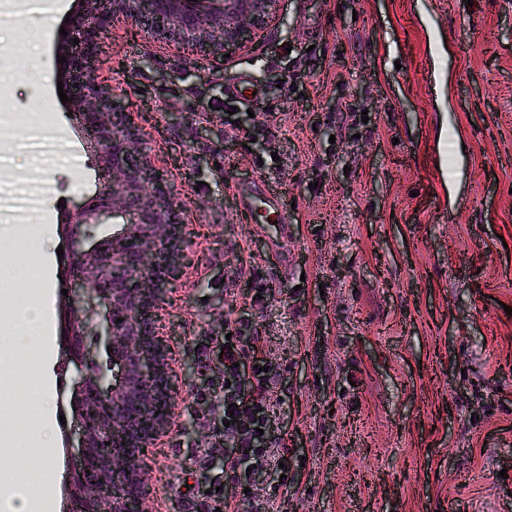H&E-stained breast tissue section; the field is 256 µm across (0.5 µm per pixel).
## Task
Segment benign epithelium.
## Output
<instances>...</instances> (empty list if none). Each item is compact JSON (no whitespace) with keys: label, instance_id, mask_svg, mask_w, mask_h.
<instances>
[{"label":"benign epithelium","instance_id":"1","mask_svg":"<svg viewBox=\"0 0 512 512\" xmlns=\"http://www.w3.org/2000/svg\"><path fill=\"white\" fill-rule=\"evenodd\" d=\"M59 52L72 86L70 110L99 146L101 186L69 211L71 289L66 296L76 464L66 486L79 512H150L144 463L171 424L169 349L160 304L185 259L177 186L168 181L130 113L99 81L106 40L132 26L154 43L221 61L276 21L279 0H78ZM79 43H74V40ZM120 219L112 236L84 248L94 225ZM103 343L108 368L89 355Z\"/></svg>","mask_w":512,"mask_h":512}]
</instances>
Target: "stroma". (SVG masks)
I'll list each match as a JSON object with an SVG mask.
<instances>
[{
	"label": "stroma",
	"instance_id": "35a3bbf8",
	"mask_svg": "<svg viewBox=\"0 0 512 512\" xmlns=\"http://www.w3.org/2000/svg\"><path fill=\"white\" fill-rule=\"evenodd\" d=\"M77 0L0 33V69L34 54L11 87L20 125L51 124L90 154L58 95L56 46ZM269 25L224 61L139 44L113 30L101 76L131 112L180 190L188 241L163 306L180 379L174 423L153 449L154 512H183L185 491L223 476L188 470L222 422L208 392L223 366L224 316L248 323L279 376L275 437L288 481L229 482L241 512H512V0H281ZM256 92L234 103L233 78ZM367 121H342L345 111ZM180 113L171 122V113ZM232 117L251 147L224 134ZM63 200L93 192L95 169L59 171ZM257 183L290 202L293 257L271 258L239 197ZM59 199V200H62ZM13 243L16 265L69 239L55 224ZM268 286L248 307V287ZM0 411L15 477L40 396L28 356L11 353Z\"/></svg>",
	"mask_w": 512,
	"mask_h": 512
}]
</instances>
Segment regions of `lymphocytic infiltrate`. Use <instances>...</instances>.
I'll return each instance as SVG.
<instances>
[{
	"instance_id": "1",
	"label": "lymphocytic infiltrate",
	"mask_w": 512,
	"mask_h": 512,
	"mask_svg": "<svg viewBox=\"0 0 512 512\" xmlns=\"http://www.w3.org/2000/svg\"><path fill=\"white\" fill-rule=\"evenodd\" d=\"M251 351L255 366L247 380L238 367L239 348L225 351L223 379L212 388L210 395L219 407H233L235 421L216 430L206 447L198 449L193 457L194 468L205 470L218 448H225L224 477L228 480L236 479L241 470L279 463L287 454L286 449H272L269 437L275 419L274 404L268 392L278 372L268 367L261 345H252Z\"/></svg>"
}]
</instances>
